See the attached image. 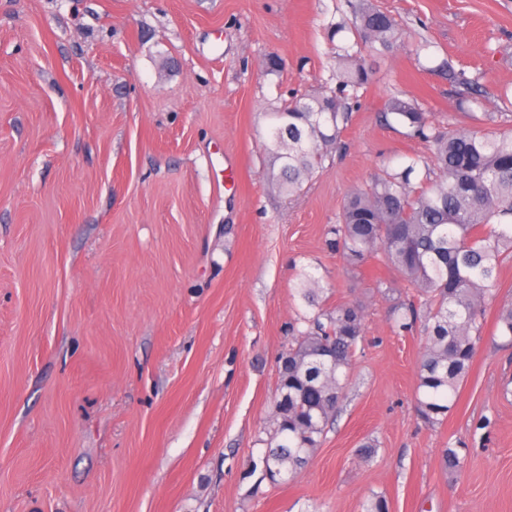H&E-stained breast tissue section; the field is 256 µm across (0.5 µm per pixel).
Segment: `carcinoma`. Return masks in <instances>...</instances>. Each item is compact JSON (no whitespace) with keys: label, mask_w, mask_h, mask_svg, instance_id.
<instances>
[{"label":"carcinoma","mask_w":512,"mask_h":512,"mask_svg":"<svg viewBox=\"0 0 512 512\" xmlns=\"http://www.w3.org/2000/svg\"><path fill=\"white\" fill-rule=\"evenodd\" d=\"M348 16L331 27L344 32L336 46V67L328 87L304 93L269 109L265 147L272 160L269 180L282 194L297 195L322 167L340 140L349 102L367 90L368 60L403 46L396 19L374 0H347ZM450 86L461 89L459 107H482L480 77L443 61L438 66ZM501 111L474 117L476 125L453 122L442 128L419 103L392 96L386 113L431 147L434 179L412 182L415 164L400 172L383 170L352 189L328 228L330 245L353 270L380 258L406 282L404 290L380 288L390 298L396 330L421 328L423 351L416 392L417 413L438 428L453 409L483 340L486 311L498 305L496 335L512 345V302L498 303L502 264L512 258V97L497 94ZM395 296H390V292ZM298 292L310 305L318 280L301 275ZM278 366L271 435L262 458L270 482L294 478L319 448L329 422L345 399L353 360L364 340V315L353 303L320 308L301 319ZM469 448L459 442L443 450L445 468H464ZM361 512H390L383 494L373 493Z\"/></svg>","instance_id":"carcinoma-1"}]
</instances>
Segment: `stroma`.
I'll use <instances>...</instances> for the list:
<instances>
[{
    "mask_svg": "<svg viewBox=\"0 0 512 512\" xmlns=\"http://www.w3.org/2000/svg\"><path fill=\"white\" fill-rule=\"evenodd\" d=\"M407 41L375 60L341 145L295 197L268 179L270 106L321 90L346 0H0V512H512V347L484 337L445 423L417 416L423 338L373 260L328 243L347 193L429 154L397 93L471 127L435 67L512 88V0H377ZM278 56L279 72L265 69ZM235 176L214 180L224 157ZM365 310L347 398L293 480L255 470L302 272ZM470 448L459 472L441 455ZM377 446L363 462L364 443Z\"/></svg>",
    "mask_w": 512,
    "mask_h": 512,
    "instance_id": "1",
    "label": "stroma"
}]
</instances>
